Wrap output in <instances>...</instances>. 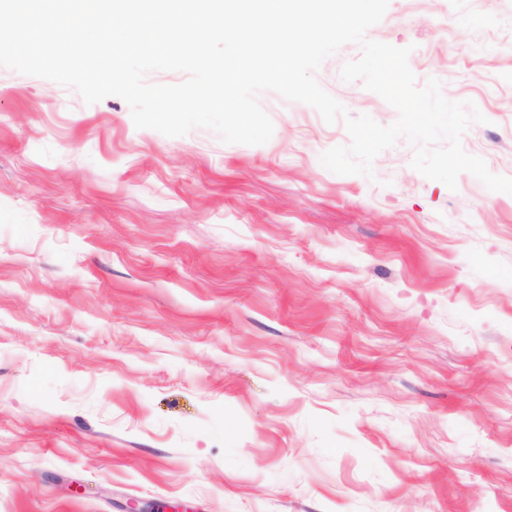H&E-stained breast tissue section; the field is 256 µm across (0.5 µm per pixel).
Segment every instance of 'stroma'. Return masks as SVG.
<instances>
[{
  "instance_id": "obj_1",
  "label": "stroma",
  "mask_w": 512,
  "mask_h": 512,
  "mask_svg": "<svg viewBox=\"0 0 512 512\" xmlns=\"http://www.w3.org/2000/svg\"><path fill=\"white\" fill-rule=\"evenodd\" d=\"M367 36L512 178V0H390ZM359 55L316 78L391 125ZM259 102L266 144L168 137L0 67V512H512V195L403 138L332 173L343 122Z\"/></svg>"
}]
</instances>
